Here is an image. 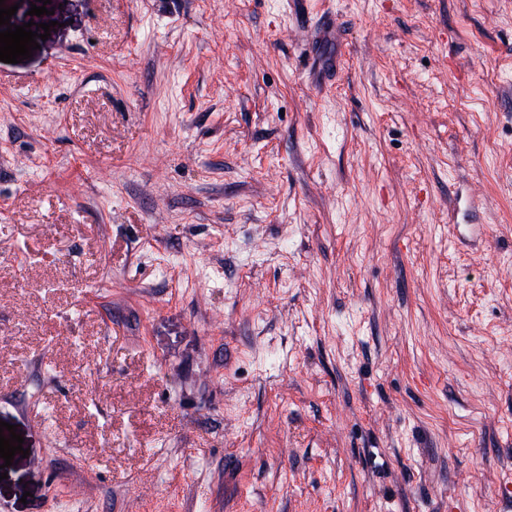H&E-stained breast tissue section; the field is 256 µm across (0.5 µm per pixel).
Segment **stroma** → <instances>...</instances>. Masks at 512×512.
<instances>
[{
  "instance_id": "stroma-1",
  "label": "stroma",
  "mask_w": 512,
  "mask_h": 512,
  "mask_svg": "<svg viewBox=\"0 0 512 512\" xmlns=\"http://www.w3.org/2000/svg\"><path fill=\"white\" fill-rule=\"evenodd\" d=\"M47 8L0 512H512V0Z\"/></svg>"
}]
</instances>
